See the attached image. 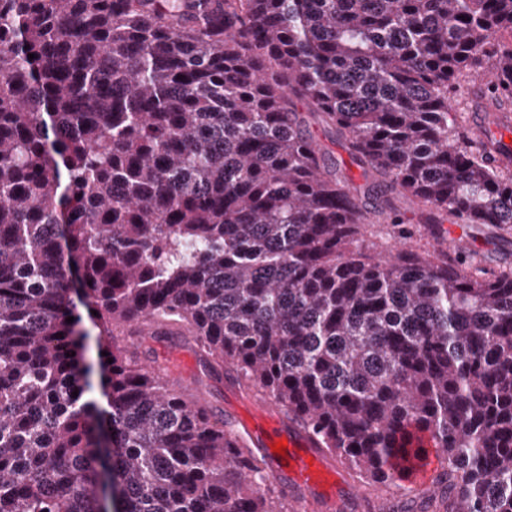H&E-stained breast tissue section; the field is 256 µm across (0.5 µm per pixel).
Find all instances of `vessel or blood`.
Returning a JSON list of instances; mask_svg holds the SVG:
<instances>
[{
  "mask_svg": "<svg viewBox=\"0 0 512 512\" xmlns=\"http://www.w3.org/2000/svg\"><path fill=\"white\" fill-rule=\"evenodd\" d=\"M474 141L496 139V157L512 158V116L505 110L481 107L471 121ZM283 412L273 400L252 402L239 426L227 428L228 437L252 446L267 482L300 508L301 512H347L358 497L334 459L297 424L283 422ZM284 443V454L274 453L275 443ZM407 447L413 456L396 459L393 473L398 483H426L443 454L433 439L417 427H409Z\"/></svg>",
  "mask_w": 512,
  "mask_h": 512,
  "instance_id": "b4317fda",
  "label": "vessel or blood"
}]
</instances>
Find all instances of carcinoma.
Masks as SVG:
<instances>
[{
  "label": "carcinoma",
  "instance_id": "1",
  "mask_svg": "<svg viewBox=\"0 0 512 512\" xmlns=\"http://www.w3.org/2000/svg\"><path fill=\"white\" fill-rule=\"evenodd\" d=\"M467 75L512 102V0H0V512H288L116 344L146 314L363 481L430 432L434 495L391 512H512V269L378 253L295 108L435 243L450 214L511 235ZM474 81H469L468 78L461 79L457 84L456 93L454 96V104L456 112H458V122L462 129L467 130L469 127L470 116L472 114V99L470 96V89Z\"/></svg>",
  "mask_w": 512,
  "mask_h": 512
}]
</instances>
